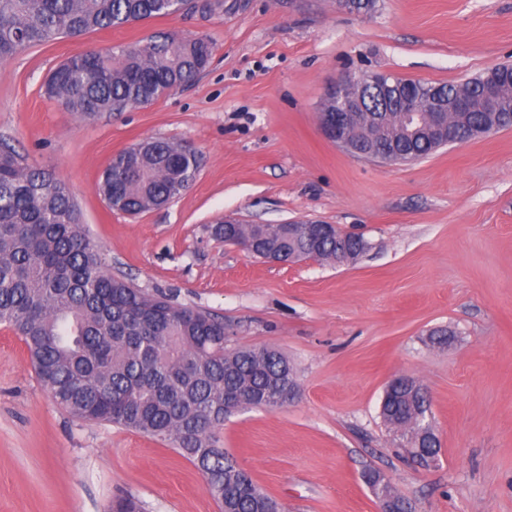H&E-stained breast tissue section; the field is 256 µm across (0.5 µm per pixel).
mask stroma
Here are the masks:
<instances>
[{"label":"stroma","mask_w":512,"mask_h":512,"mask_svg":"<svg viewBox=\"0 0 512 512\" xmlns=\"http://www.w3.org/2000/svg\"><path fill=\"white\" fill-rule=\"evenodd\" d=\"M33 46L0 63V142L70 187L113 275L223 319L224 346L268 348L298 395L224 422L226 450L283 512H376L365 470L417 512H512V128L411 163L346 153L320 132L325 88L345 71L460 84L512 63V0H211ZM160 33L213 46L191 84L128 112L82 117L41 86L69 56ZM149 139L191 145L193 179L164 208L111 211L100 179ZM312 219L361 236L336 265L270 263L216 238ZM436 329L447 344L430 343ZM430 394L437 464L420 466L380 414L387 384ZM220 512L171 444L72 417L0 325V512Z\"/></svg>","instance_id":"obj_1"}]
</instances>
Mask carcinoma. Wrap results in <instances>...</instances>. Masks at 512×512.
Here are the masks:
<instances>
[{
  "label": "carcinoma",
  "mask_w": 512,
  "mask_h": 512,
  "mask_svg": "<svg viewBox=\"0 0 512 512\" xmlns=\"http://www.w3.org/2000/svg\"><path fill=\"white\" fill-rule=\"evenodd\" d=\"M196 0H0V62L26 49L92 30L206 9ZM212 44L161 34L143 44L88 49L57 66L44 89L48 98L83 116L126 112L193 82L208 66ZM497 87V124L512 125V66L502 64L458 86L407 80L383 120L361 128L366 153L422 159L435 139L400 135L404 101L433 109L435 95L451 101L465 88L468 112L448 111V124L465 140L487 121L488 84ZM196 153L166 140L139 143L117 154L102 174L108 207L130 216L163 204L183 190ZM231 242L259 239L262 253L288 260L305 252L336 261L341 244L353 257L363 239L302 225L288 238L282 224H218ZM0 324L24 340L35 370L54 400L73 416L108 422L170 442L202 473L221 512H270L277 502L224 453V419L244 406L279 408L280 375L288 359L275 350L224 349V322L164 295H152L113 276L81 225L68 185L0 146ZM409 384L392 389L381 408L385 423L410 434L425 400Z\"/></svg>",
  "instance_id": "obj_1"
}]
</instances>
